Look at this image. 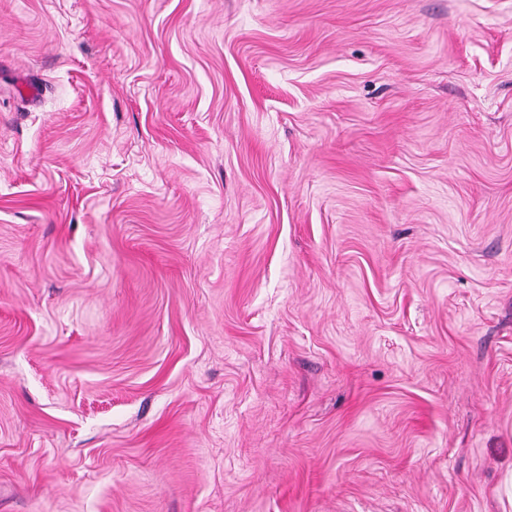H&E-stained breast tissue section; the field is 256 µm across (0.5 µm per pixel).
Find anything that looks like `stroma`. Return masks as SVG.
Instances as JSON below:
<instances>
[{"mask_svg":"<svg viewBox=\"0 0 512 512\" xmlns=\"http://www.w3.org/2000/svg\"><path fill=\"white\" fill-rule=\"evenodd\" d=\"M0 512H512V0H0Z\"/></svg>","mask_w":512,"mask_h":512,"instance_id":"1","label":"stroma"}]
</instances>
